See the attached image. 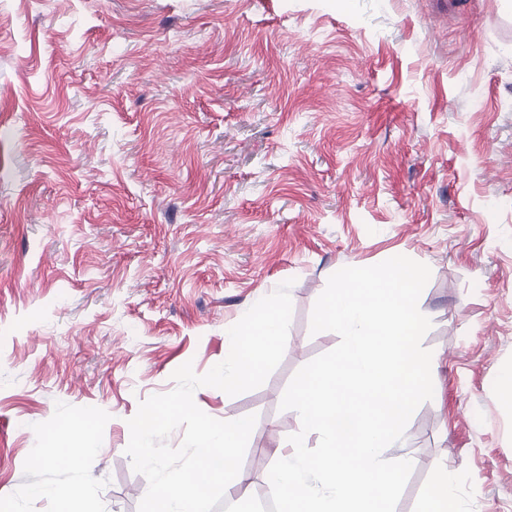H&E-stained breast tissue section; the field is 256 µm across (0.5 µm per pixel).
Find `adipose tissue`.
Returning <instances> with one entry per match:
<instances>
[{"label": "adipose tissue", "mask_w": 512, "mask_h": 512, "mask_svg": "<svg viewBox=\"0 0 512 512\" xmlns=\"http://www.w3.org/2000/svg\"><path fill=\"white\" fill-rule=\"evenodd\" d=\"M96 421L91 417L64 420L59 429L76 432L80 441L57 444L48 438V452L37 456L40 464L63 461L72 466L85 467L96 460L97 450L91 436ZM249 426L246 421L230 419L224 425L210 422L201 424V444L193 466L177 474L165 476L146 494L147 512H198V503L213 483L224 487V499L232 504L251 499L253 487L248 477L234 465V459L244 446Z\"/></svg>", "instance_id": "ef3b65f1"}]
</instances>
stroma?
Masks as SVG:
<instances>
[{
    "label": "stroma",
    "mask_w": 512,
    "mask_h": 512,
    "mask_svg": "<svg viewBox=\"0 0 512 512\" xmlns=\"http://www.w3.org/2000/svg\"><path fill=\"white\" fill-rule=\"evenodd\" d=\"M0 0V512H145L125 450L141 401L283 282L288 347L265 383L194 393L244 417L256 485L301 428L280 407L337 346L311 334L337 270L428 265L434 395L413 413L418 512H512V0ZM97 422L91 471L31 459ZM420 512H450L448 509V470L437 467V477ZM45 493L56 503V512H74V503L81 496L78 488H48Z\"/></svg>",
    "instance_id": "stroma-1"
}]
</instances>
